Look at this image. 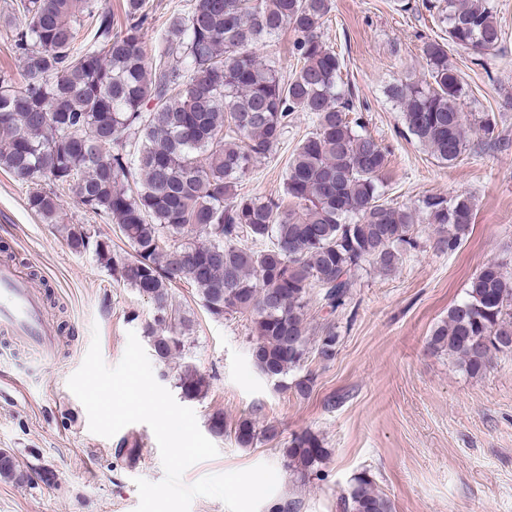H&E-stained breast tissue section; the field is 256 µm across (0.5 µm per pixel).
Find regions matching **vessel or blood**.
<instances>
[{
  "mask_svg": "<svg viewBox=\"0 0 512 512\" xmlns=\"http://www.w3.org/2000/svg\"><path fill=\"white\" fill-rule=\"evenodd\" d=\"M0 334L22 340L44 360L55 357L54 331L38 289L6 262H0Z\"/></svg>",
  "mask_w": 512,
  "mask_h": 512,
  "instance_id": "1",
  "label": "vessel or blood"
}]
</instances>
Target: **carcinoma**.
<instances>
[{
	"instance_id": "1",
	"label": "carcinoma",
	"mask_w": 512,
	"mask_h": 512,
	"mask_svg": "<svg viewBox=\"0 0 512 512\" xmlns=\"http://www.w3.org/2000/svg\"><path fill=\"white\" fill-rule=\"evenodd\" d=\"M145 2L125 0L120 24L91 0H20L14 49L27 82L18 90L0 84V169L31 185L29 210L71 251L93 253L151 300L146 337L160 362L180 361L174 380L182 398H205L209 384L185 361L190 319L171 294L181 283L195 287L215 321L249 315L253 363L282 383L309 357L336 356L334 324L307 336L312 290L335 312L352 299L365 267L395 275L418 246L413 212L383 201L387 151L349 117L357 105L342 79L344 63L321 33L329 0H196L188 15L168 18L169 52L152 61ZM429 10L446 25L448 41L425 44L428 79H400L388 95L407 132L453 165L467 151L470 126L448 46L492 51L503 31L495 0H432ZM285 29L296 60L288 78L258 54ZM301 112L313 129L288 160V207L238 193ZM68 192L115 224L131 251L112 249V239L89 224L61 223ZM418 210L436 226L442 251L455 250L475 218L464 194H426ZM429 346L475 377L497 354L512 353V275L502 263L483 265ZM234 435L247 448L277 430L244 417ZM283 455L295 480L322 478L328 453L315 433L293 436ZM341 508L391 512L364 475L351 479Z\"/></svg>"
}]
</instances>
